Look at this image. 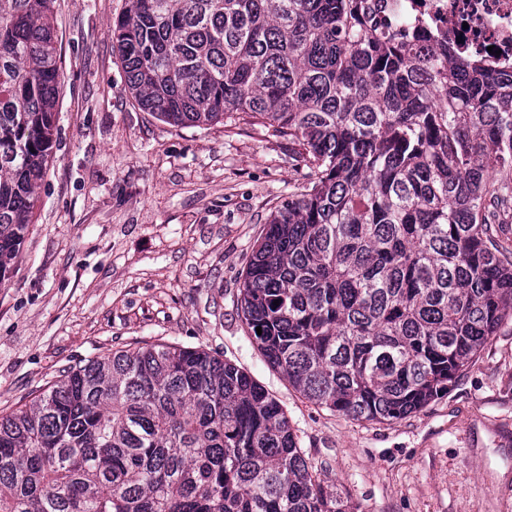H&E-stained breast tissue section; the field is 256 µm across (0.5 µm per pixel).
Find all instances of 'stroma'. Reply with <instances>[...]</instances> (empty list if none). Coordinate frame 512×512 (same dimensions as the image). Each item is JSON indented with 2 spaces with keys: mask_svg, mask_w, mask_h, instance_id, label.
Returning <instances> with one entry per match:
<instances>
[{
  "mask_svg": "<svg viewBox=\"0 0 512 512\" xmlns=\"http://www.w3.org/2000/svg\"><path fill=\"white\" fill-rule=\"evenodd\" d=\"M127 0H54L62 78L37 208L0 285V413L67 369L168 342L236 364L285 409L301 448L358 512L512 504V321L448 396L393 423L302 399L241 320L239 285L270 213L308 170L247 115L174 127L128 91L112 25Z\"/></svg>",
  "mask_w": 512,
  "mask_h": 512,
  "instance_id": "35a3bbf8",
  "label": "stroma"
}]
</instances>
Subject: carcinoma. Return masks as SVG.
Instances as JSON below:
<instances>
[{"mask_svg":"<svg viewBox=\"0 0 512 512\" xmlns=\"http://www.w3.org/2000/svg\"><path fill=\"white\" fill-rule=\"evenodd\" d=\"M128 2L112 33L142 111L176 127L244 112L309 169L239 286L268 365L357 421L448 395L512 319V70L375 30L359 0ZM51 3L0 0V284L52 158ZM0 512L353 509L246 371L157 342L0 416Z\"/></svg>","mask_w":512,"mask_h":512,"instance_id":"cac0c4a2","label":"carcinoma"}]
</instances>
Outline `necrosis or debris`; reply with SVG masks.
Returning a JSON list of instances; mask_svg holds the SVG:
<instances>
[{
    "label": "necrosis or debris",
    "instance_id": "1",
    "mask_svg": "<svg viewBox=\"0 0 512 512\" xmlns=\"http://www.w3.org/2000/svg\"><path fill=\"white\" fill-rule=\"evenodd\" d=\"M371 24L420 28L461 57L512 64V0H361Z\"/></svg>",
    "mask_w": 512,
    "mask_h": 512
}]
</instances>
